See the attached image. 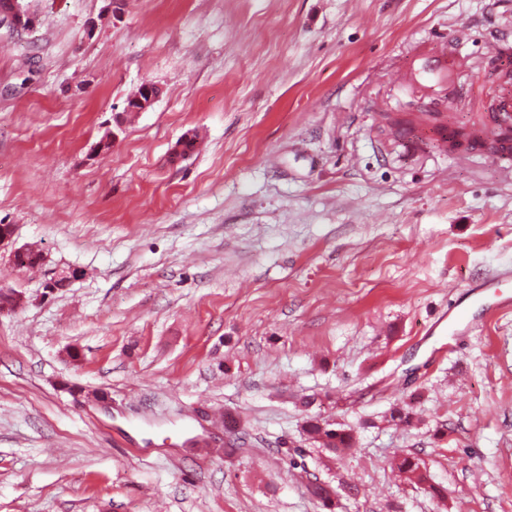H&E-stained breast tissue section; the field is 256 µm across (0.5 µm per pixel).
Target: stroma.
I'll return each instance as SVG.
<instances>
[{
    "label": "stroma",
    "instance_id": "obj_1",
    "mask_svg": "<svg viewBox=\"0 0 512 512\" xmlns=\"http://www.w3.org/2000/svg\"><path fill=\"white\" fill-rule=\"evenodd\" d=\"M24 2L31 31L0 15V224L42 260L0 255L25 297L0 312V512H323L315 477L358 485L338 512H512V172L412 150L432 106L396 80L449 40L469 94L444 119L471 132L512 0ZM142 91V96L141 95ZM138 96V97H137ZM159 96V89L157 86L151 82H144L142 85V88H139L138 91L130 98L136 99L131 102V104H126L125 111H136V112H143L147 110L151 105L155 102V100ZM305 432L331 453H338L353 446V435L344 429H328L314 420L307 422Z\"/></svg>",
    "mask_w": 512,
    "mask_h": 512
}]
</instances>
